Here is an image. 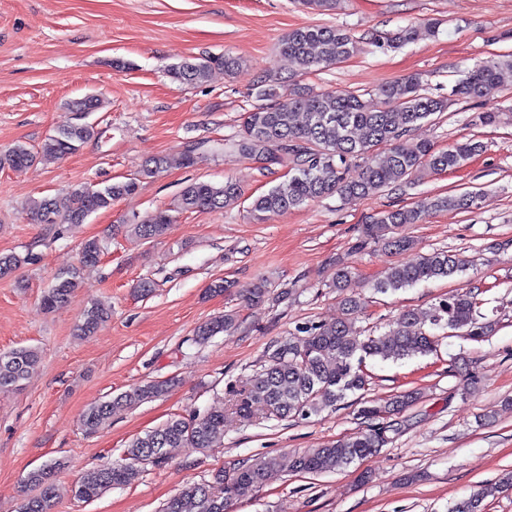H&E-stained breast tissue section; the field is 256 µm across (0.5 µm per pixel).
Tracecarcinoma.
<instances>
[{
  "label": "carcinoma",
  "mask_w": 512,
  "mask_h": 512,
  "mask_svg": "<svg viewBox=\"0 0 512 512\" xmlns=\"http://www.w3.org/2000/svg\"><path fill=\"white\" fill-rule=\"evenodd\" d=\"M354 51V41L340 28L306 26L288 33L279 44V52L292 60L298 75L328 68L347 59ZM239 60L228 54L185 58L167 68V76L182 84L197 85L209 78L215 69L234 73ZM512 73V57L480 64L456 84L451 96L478 99L484 90L501 82ZM255 98L263 104L244 114L242 128L232 147L241 155L271 158L279 150L297 156L295 172L267 192L254 198L251 211L258 215H274L300 208L323 197L364 198L388 188L399 187L408 178L424 171L442 173L465 166L483 150V144L472 139L457 141L437 149L427 141L411 145L403 138L431 116L448 110L450 99L437 98L422 92L421 82L409 76L382 85L365 98L349 91H313L296 86L281 96L272 86L259 82ZM102 100L92 95L72 102L73 122L47 138L34 152L16 145L0 156V166L23 168L37 158L60 159L76 153L94 136L87 115L98 110ZM382 151L385 160L351 170L355 158ZM134 179L92 185L79 183L70 187L62 201L54 197L31 200L28 210L36 224H51L59 217L65 224H79L112 203L134 193ZM242 197L240 186L231 179L218 185L208 181L188 184L179 197L177 209L185 212L222 209L233 206ZM479 195L426 197L409 208L380 211L363 225L357 248L379 247L388 253L410 251L415 240L409 236L411 226L421 223L432 211L470 209L477 205ZM175 216L158 210L138 224L127 225V233L140 240L154 241L167 235ZM102 245L97 239L85 241L80 248V267L56 279L44 292L42 307L47 311L66 305L79 287L80 268L97 263ZM25 258L16 253H0V278L11 276ZM467 260L446 251L423 254L410 263H394L387 267L374 290L386 293L413 287L420 283L448 279L465 270ZM334 288L339 293L344 317L331 322L306 324L293 338L277 345L266 363L246 382L236 413L244 420L261 410L280 420L308 419L326 409L341 405L349 394L366 390V361L397 362L436 351L438 331L451 330L474 342H481L496 329L492 320H480L481 288H457L431 307L406 310L390 324L388 330L375 336H361L356 323L365 309L361 293L354 287L350 267L336 262ZM247 303H262L269 289L259 280L240 289ZM111 306L95 301L87 306L74 326L77 336H88L108 321ZM239 328L234 312L207 321L195 330L196 341L204 343L213 336L229 335ZM40 360L33 347H19L0 352V392L21 386L30 369ZM166 381H150L125 391L109 401L88 409L82 418L86 431L94 432L105 425L112 412L132 407L158 397L168 390ZM413 391L391 397L384 405L364 401L358 409L360 418L377 421L379 426L365 432L328 442L303 452H283L252 461H242L216 469L211 480L187 483L170 497L159 512H227L231 502L248 496L255 489L276 477L288 474H323L335 472L362 461L389 442L390 425L385 419L396 418L417 403ZM224 442V413L210 411L188 417L175 415L161 426L134 439L123 461L112 463V470L103 473L94 468L86 472L74 489L84 502L99 498L106 491L129 484L140 468L159 466L168 459L171 448L203 450ZM64 463H54L33 470L24 482L40 489L37 496L24 499L20 512H50L56 498L55 473ZM512 491V474L508 473L492 485L481 488L453 503L448 512H486L485 500L495 494Z\"/></svg>",
  "instance_id": "carcinoma-1"
}]
</instances>
